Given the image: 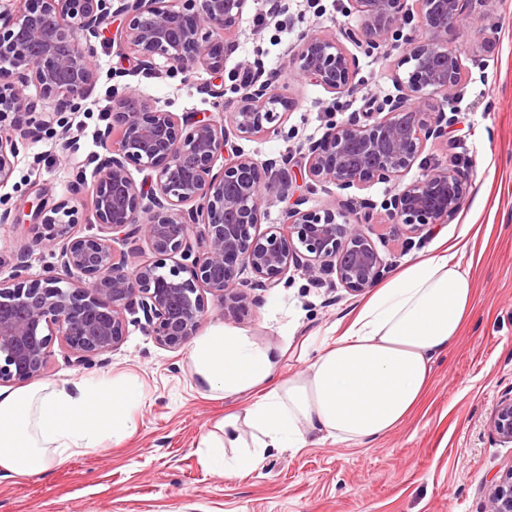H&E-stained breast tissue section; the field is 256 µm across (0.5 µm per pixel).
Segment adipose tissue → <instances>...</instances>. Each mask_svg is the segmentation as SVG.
I'll use <instances>...</instances> for the list:
<instances>
[{
  "label": "adipose tissue",
  "instance_id": "adipose-tissue-1",
  "mask_svg": "<svg viewBox=\"0 0 512 512\" xmlns=\"http://www.w3.org/2000/svg\"><path fill=\"white\" fill-rule=\"evenodd\" d=\"M473 296L471 279L447 255L417 260L288 379L278 376L277 353L241 332L218 326L199 337L190 351L197 383L214 395L255 397L244 416L225 417L203 438L213 466L228 476L252 470L266 449L304 447L310 433L354 445L384 437L421 400L433 360L457 341ZM142 400L125 379L0 391V471L38 476L78 451L121 442ZM243 427L250 442L239 436ZM228 448L240 451L231 463Z\"/></svg>",
  "mask_w": 512,
  "mask_h": 512
}]
</instances>
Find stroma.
<instances>
[{"label":"stroma","mask_w":512,"mask_h":512,"mask_svg":"<svg viewBox=\"0 0 512 512\" xmlns=\"http://www.w3.org/2000/svg\"><path fill=\"white\" fill-rule=\"evenodd\" d=\"M289 4L288 14L275 17L271 0H251L235 49L224 60L225 85L240 82L246 68L258 64L295 102L279 133L236 140L237 149L259 163L299 142L320 139L329 121L346 120L394 94L401 72L398 55L360 51L358 87L352 93L337 98L300 78L287 56L300 33H334L359 19L346 12V0ZM448 38L467 67L455 103L457 123L447 138L427 142L420 164L406 178H420L423 163L460 157L469 172L465 203L432 229L422 246L410 250L388 218L371 231L390 275L419 257L448 250L474 285L473 307L460 337L435 359L430 386L407 420L365 446L328 439L303 448H270L256 470L232 478L218 475L200 440L225 415L242 413L248 398H208L195 382L189 348L159 347L132 322L117 350L81 367L72 366L65 350L53 345L43 373L30 384L133 379L144 395L134 412V434L109 455L79 452L39 476L0 472V512H484L491 481L512 467V447L488 430L501 393L512 388V11L503 0H476ZM94 62L96 91L87 111L73 115L69 140L28 141L7 186L0 188V212L17 211L38 190L50 203L60 202L80 171L94 183L90 159L102 151L99 132L113 82L180 117L208 112L224 120L234 110L231 97L206 94L215 82L208 71L198 70L189 80L164 65L150 72L129 49L101 40L95 43ZM394 190L391 182L346 191L328 184L308 194L294 186L288 199L305 196L306 208L320 210L345 197L360 207L382 202ZM288 199L265 203L263 226L282 223ZM23 251L29 254L27 277L54 274L56 256L36 247L32 231L11 219L0 223V281L12 279L14 257ZM288 277V286L263 292L241 321H225L217 297L205 294L200 333L227 325L277 351L281 376L304 371L315 347L336 338L369 295L317 285L294 270Z\"/></svg>","instance_id":"35a3bbf8"}]
</instances>
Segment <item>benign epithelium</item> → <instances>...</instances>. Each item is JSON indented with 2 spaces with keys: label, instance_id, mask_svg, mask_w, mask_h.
I'll return each mask as SVG.
<instances>
[{
  "label": "benign epithelium",
  "instance_id": "7a95c632",
  "mask_svg": "<svg viewBox=\"0 0 512 512\" xmlns=\"http://www.w3.org/2000/svg\"><path fill=\"white\" fill-rule=\"evenodd\" d=\"M124 24L112 41L138 55L145 70L156 59L189 77L199 69L224 72L229 41L251 0H118ZM348 0L360 19L330 36L304 31L293 63L300 75L340 96L356 89V57L348 45L378 56L399 53L395 94L376 112H353L329 123L316 141L259 164L238 152L232 139L275 133L293 101L260 69L217 98L236 95L229 124L206 114L183 121L128 88L112 86L110 122L100 133L107 157L96 166L93 215L100 233L75 232L70 201L52 206L42 193L17 216L35 231L34 243L57 253V274L42 282L20 275L28 254L17 257L18 274L0 281V384L39 375L51 356L53 337L83 366L111 351L128 335L127 315L142 313V329L166 348L196 335L206 313L202 290L216 295L224 319L239 321L255 302L254 290L288 285L294 269L317 284L336 273L352 293L373 286L387 270L371 238L373 210L410 235L444 224L463 206L467 176L450 161L427 167L421 178L402 179L426 143L448 136L454 116L430 108L441 96H459L465 69L448 43V30L466 16L469 0ZM16 12L0 9V187L36 138L66 135L68 112L85 108L98 82L94 45L112 14V0H19ZM424 30L416 34L414 18ZM36 94H28L29 88ZM51 100L54 116L37 117ZM304 160L307 189L333 184L340 190L394 181L397 189L378 206L351 220L345 204L304 210L300 197L283 224L258 229L263 206L288 193V170ZM147 172L146 190L129 166ZM129 246L119 257L114 243ZM146 243L154 261L134 260ZM172 265H167V261ZM250 270L254 280L240 279ZM497 440L512 445V390L502 394L489 420ZM484 512H512V468L487 490Z\"/></svg>",
  "mask_w": 512,
  "mask_h": 512
}]
</instances>
